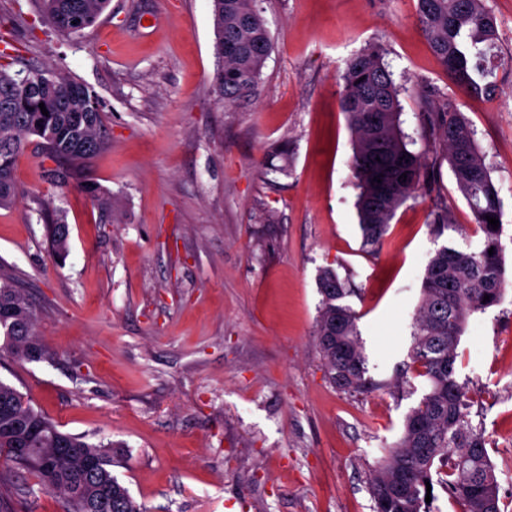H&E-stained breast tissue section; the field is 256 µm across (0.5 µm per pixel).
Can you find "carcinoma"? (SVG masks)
I'll list each match as a JSON object with an SVG mask.
<instances>
[{"mask_svg":"<svg viewBox=\"0 0 512 512\" xmlns=\"http://www.w3.org/2000/svg\"><path fill=\"white\" fill-rule=\"evenodd\" d=\"M48 22L61 34L76 36L92 26L109 0H37ZM214 49L218 59L211 88L218 102L234 103L258 84L272 43L257 0H212ZM418 21L433 53L454 85L479 95L495 76L497 22L484 0H417ZM15 58L0 53V207L15 203L13 172L29 137H38L42 156L88 168L106 143L102 103L86 84L65 72L11 71ZM339 91L353 136L349 169L358 190L357 208L363 246L382 244L396 209L427 181L435 145L415 153L401 129L400 87L376 47L351 57ZM48 115H43L39 104ZM434 140L444 145L458 190L483 233L476 248L438 249L423 277L422 298L414 319L412 364L429 380L426 393L406 414L403 434L387 450L369 484L374 512H427L426 482L436 464H452L447 484L464 512H500L499 487L486 440L468 420L465 383L456 372L457 346L467 319L503 298L502 229L487 217L502 218V200L480 155L474 132L452 99L426 112ZM407 178H401V175ZM382 182L377 183L373 178ZM101 213L111 216L112 196L86 185ZM433 232L454 227L448 207L431 211ZM68 227L51 229L55 258L68 255ZM493 253H488V250ZM321 299L317 346L331 382L356 393L381 387L366 376V356L358 315L341 300L350 281L331 267L317 275ZM489 300H484V296ZM0 358L30 360L46 352L35 333V315L8 281L0 282ZM32 472L38 484L56 495L66 512H143L112 475V455L84 437L63 432L34 410L13 386L0 381V466Z\"/></svg>","mask_w":512,"mask_h":512,"instance_id":"1","label":"carcinoma"}]
</instances>
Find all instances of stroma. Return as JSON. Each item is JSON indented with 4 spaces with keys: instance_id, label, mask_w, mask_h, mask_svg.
<instances>
[{
    "instance_id": "stroma-1",
    "label": "stroma",
    "mask_w": 512,
    "mask_h": 512,
    "mask_svg": "<svg viewBox=\"0 0 512 512\" xmlns=\"http://www.w3.org/2000/svg\"><path fill=\"white\" fill-rule=\"evenodd\" d=\"M496 17V87L474 97L432 53L417 0H263L272 51L253 93L216 103L212 0H110L78 37L36 0H0L17 65L65 70L103 102L104 151L66 188L35 146L18 157L20 195L0 208V278L31 305L46 359L0 360L61 431L112 444V473L145 512H373L369 481L426 381L409 365L426 265L482 232L446 150L430 187L397 209L379 250L364 248L338 105L347 61L372 45L390 62L413 151L421 114L454 99L503 200L504 297L469 317L457 370L486 439L501 512H512V0ZM157 24L145 28L148 16ZM116 202L102 220L82 184ZM454 226L434 237L435 204ZM68 226L55 263L49 226ZM349 278L368 374L379 389L330 382L315 336L319 268ZM16 512H63L24 470H0Z\"/></svg>"
}]
</instances>
